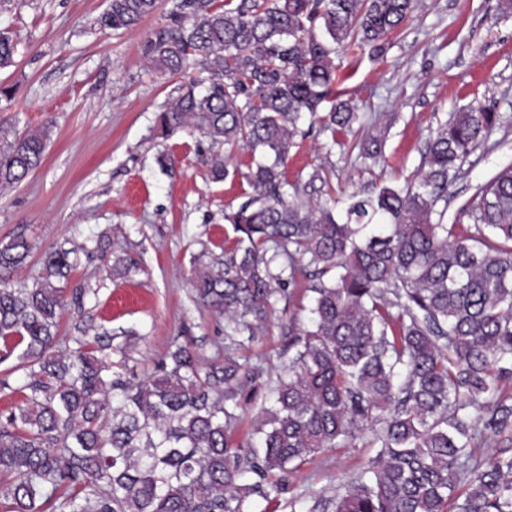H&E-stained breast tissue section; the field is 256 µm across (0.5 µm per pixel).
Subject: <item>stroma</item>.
Here are the masks:
<instances>
[{
    "mask_svg": "<svg viewBox=\"0 0 512 512\" xmlns=\"http://www.w3.org/2000/svg\"><path fill=\"white\" fill-rule=\"evenodd\" d=\"M177 0L128 30L101 27L107 0H0V32L16 44L15 62L0 70V125L52 128L42 165L21 184L0 189V240L21 233L34 244L19 273L33 285L48 248L75 250L67 290L84 291L67 305L61 340L86 327L126 349V375L138 381L177 346H190L202 365L224 348V320L194 299L191 281L219 269L235 240L224 212L250 187L246 151L225 153L196 133L159 135L156 117L176 96L182 76L150 66L145 46L169 24ZM336 92L358 112L345 150L325 153L319 136L295 137L285 164L292 183L321 171L344 207L350 195L401 185L424 167L430 131L452 113L491 105L501 116L488 141L448 187V212L477 184L512 165V13L502 0H417L413 18L393 36L381 59L340 50ZM386 131L378 161L359 158L354 143ZM172 165L157 162L160 155ZM230 170L212 177L215 156ZM131 254L137 273L112 275V257ZM311 295L296 290L285 320L257 330L238 347L275 381L288 359V323L310 325ZM367 438L330 448L292 479L277 512H334L338 488L377 457ZM321 507H314V500Z\"/></svg>",
    "mask_w": 512,
    "mask_h": 512,
    "instance_id": "35a3bbf8",
    "label": "stroma"
}]
</instances>
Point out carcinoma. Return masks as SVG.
<instances>
[{
    "instance_id": "cac0c4a2",
    "label": "carcinoma",
    "mask_w": 512,
    "mask_h": 512,
    "mask_svg": "<svg viewBox=\"0 0 512 512\" xmlns=\"http://www.w3.org/2000/svg\"><path fill=\"white\" fill-rule=\"evenodd\" d=\"M415 4L179 0L146 55L162 73L199 65L206 76L178 87L159 131L251 158L249 198L224 212L237 233L224 272L192 288L230 337L272 323L302 277L314 319L288 325V365L267 402L257 403L262 369L230 345L206 372L179 346L133 382L97 356L107 336L55 350L71 251L44 252L40 280L17 288L33 246L0 241V363L14 360L0 388L21 395L0 414V512H254V494L268 512L309 458L365 431L377 459L336 492L335 512H512V166L476 185L453 223L436 209L499 113H454L414 179L353 196L339 215L304 200L320 173L290 186L284 172L303 118L328 135V152L357 119L332 98L337 49L384 56ZM156 7L109 0L100 24L129 29ZM14 54L0 33V69ZM49 139L46 126H1L0 186L37 169ZM137 269L129 255L112 263L120 277ZM253 409L243 445L233 430ZM486 447L497 452L481 462L474 449Z\"/></svg>"
}]
</instances>
